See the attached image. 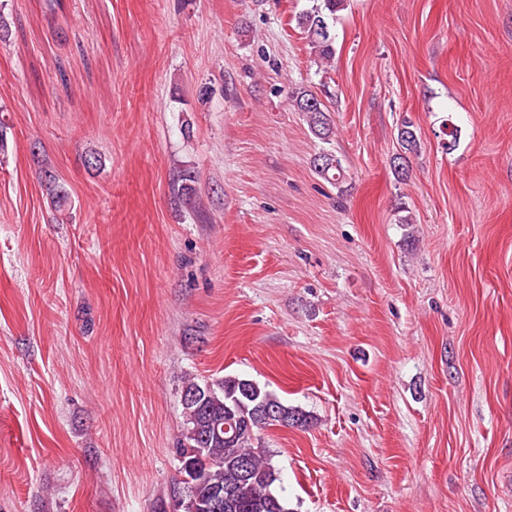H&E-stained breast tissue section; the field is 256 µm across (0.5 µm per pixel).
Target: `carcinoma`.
Listing matches in <instances>:
<instances>
[{
  "mask_svg": "<svg viewBox=\"0 0 512 512\" xmlns=\"http://www.w3.org/2000/svg\"><path fill=\"white\" fill-rule=\"evenodd\" d=\"M346 0H320V4L297 18L312 53L320 62L335 57V33L329 20L345 9ZM298 111L306 113L311 133L327 142L334 134L326 106L312 93H292ZM399 159L417 152L420 142L414 125L405 121L398 130ZM317 174L338 187L345 179L341 161L323 151L314 160ZM205 393L202 403H182L185 418L179 457L180 479L173 484L169 500L158 512H189L179 507L184 494L203 505L218 494L224 496L223 512H292L288 499L274 487L279 480L273 455L254 447L259 431L270 426L306 429L311 417L297 406L281 401L257 382L237 375L187 383L182 394Z\"/></svg>",
  "mask_w": 512,
  "mask_h": 512,
  "instance_id": "carcinoma-1",
  "label": "carcinoma"
}]
</instances>
